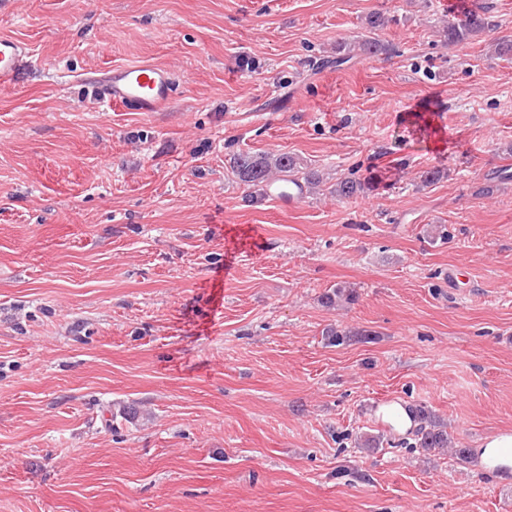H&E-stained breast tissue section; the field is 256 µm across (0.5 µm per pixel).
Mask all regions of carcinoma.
Masks as SVG:
<instances>
[{"label":"carcinoma","mask_w":512,"mask_h":512,"mask_svg":"<svg viewBox=\"0 0 512 512\" xmlns=\"http://www.w3.org/2000/svg\"><path fill=\"white\" fill-rule=\"evenodd\" d=\"M385 19L379 13H371L366 20V31L353 43L336 47V57L329 63L338 67L361 55L375 56L388 51L386 45L376 35V31L384 27ZM492 29L491 21L485 14L474 12L462 25H448L445 36L448 45L459 46L467 43L472 37L487 33ZM233 172L238 178L249 185L265 187L275 181L276 176H293L297 181H303L306 187L312 189L319 183L317 173L305 166L299 159L289 153H280L276 156L260 155L251 152H241L234 156L232 162ZM369 190V183L355 177L344 176L336 181L333 193L340 200L353 199L363 195ZM356 291L352 288L338 286L332 288L322 296V303L333 306L343 300L349 304L356 301ZM361 335L357 330H337L331 328L326 331L327 341L331 345H341L355 336ZM419 428L416 432V443L425 449L446 448L452 444L448 431L443 428L440 421L423 405L412 407Z\"/></svg>","instance_id":"carcinoma-1"}]
</instances>
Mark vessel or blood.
Listing matches in <instances>:
<instances>
[{
	"label": "vessel or blood",
	"mask_w": 512,
	"mask_h": 512,
	"mask_svg": "<svg viewBox=\"0 0 512 512\" xmlns=\"http://www.w3.org/2000/svg\"><path fill=\"white\" fill-rule=\"evenodd\" d=\"M29 61L25 46L0 36V86L10 85ZM110 104L130 112H160L171 101V77L158 65L139 62L113 68L99 88Z\"/></svg>",
	"instance_id": "1"
}]
</instances>
